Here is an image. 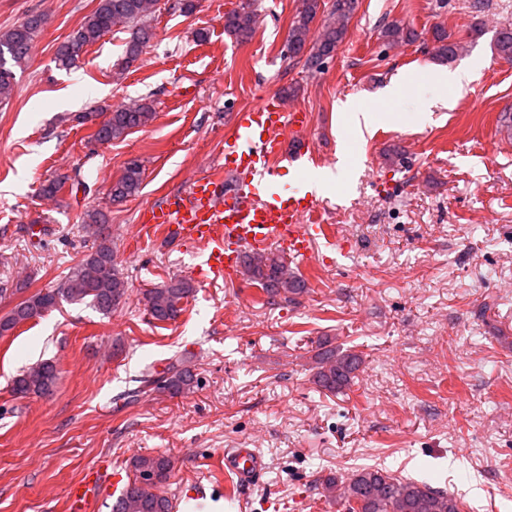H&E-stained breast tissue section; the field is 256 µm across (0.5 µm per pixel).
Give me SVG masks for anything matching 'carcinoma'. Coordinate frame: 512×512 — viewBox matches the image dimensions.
I'll return each mask as SVG.
<instances>
[{
    "instance_id": "cac0c4a2",
    "label": "carcinoma",
    "mask_w": 512,
    "mask_h": 512,
    "mask_svg": "<svg viewBox=\"0 0 512 512\" xmlns=\"http://www.w3.org/2000/svg\"><path fill=\"white\" fill-rule=\"evenodd\" d=\"M158 0H98L96 8L85 17L80 26L55 49L56 64L66 70L79 67L89 46L97 43L116 27L130 30L125 47V66L138 61L153 38L147 20L156 12ZM358 6V0H334L332 11L317 30H312L321 7V0H302L295 19L288 29L290 57L304 56L310 69L319 70L333 57L347 36V24ZM256 15L243 4L224 14V33L238 40L249 38L255 28ZM45 21L39 14L30 15L28 22L0 32V100L12 94L14 67L30 55L35 37ZM381 37L389 46L414 43L418 32L397 21L383 25ZM463 46L450 39L440 27L432 31L429 54L442 61L455 58ZM494 50L499 59L512 62V29L502 28L494 37ZM154 119L153 100L145 96L130 105L113 110L97 125L92 138L110 142L127 136L135 129L147 126ZM144 177L142 163L129 160L120 177L112 182L110 199L119 203L137 195ZM109 214L94 208L87 211L84 228L96 239V247L72 268L65 280L54 289L39 290L17 303L0 317V336L7 335L18 325L39 318L55 309L60 302L88 303L103 314L115 309L126 294L125 282L120 276L110 243ZM245 275L261 288L268 300L284 297L295 300L307 292V283L288 269L282 258L274 253L260 257L247 255L243 260ZM194 288L183 279H171L157 288L143 293L145 311L155 321L174 322L184 311V302L193 296ZM313 381L318 389L334 396L345 394L356 382L364 363L363 353L325 338L318 342L311 356ZM60 371L49 361H41L18 373L12 380V392L21 397L53 394ZM134 387L124 393L125 398H136L152 390H163L172 395L184 393L197 385L194 372L175 356L167 368L159 373L148 366L133 380ZM132 478L112 505V512H173V503L153 488L167 482L172 462L164 454L135 455L129 462ZM147 478L152 487H139ZM324 496L343 512H464L460 498L434 487L428 481H416L397 476L385 469L373 467L355 470L343 482L328 476L321 482Z\"/></svg>"
}]
</instances>
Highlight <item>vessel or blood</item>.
Instances as JSON below:
<instances>
[{
  "instance_id": "vessel-or-blood-1",
  "label": "vessel or blood",
  "mask_w": 512,
  "mask_h": 512,
  "mask_svg": "<svg viewBox=\"0 0 512 512\" xmlns=\"http://www.w3.org/2000/svg\"><path fill=\"white\" fill-rule=\"evenodd\" d=\"M310 117L269 94L246 110L237 111L224 138V171L194 179L188 187L152 206L141 229L145 234L164 230L174 243L199 242L205 264L216 275L235 281L243 255L260 256L278 247L307 264L315 246L329 237L331 225L322 223V201L304 180L314 163L305 141ZM288 162L295 180L290 187L278 181L281 162ZM265 469L252 448H234L224 454V471L238 485L249 486ZM120 470L91 468L72 483L66 494L68 512H96L105 487H119Z\"/></svg>"
}]
</instances>
